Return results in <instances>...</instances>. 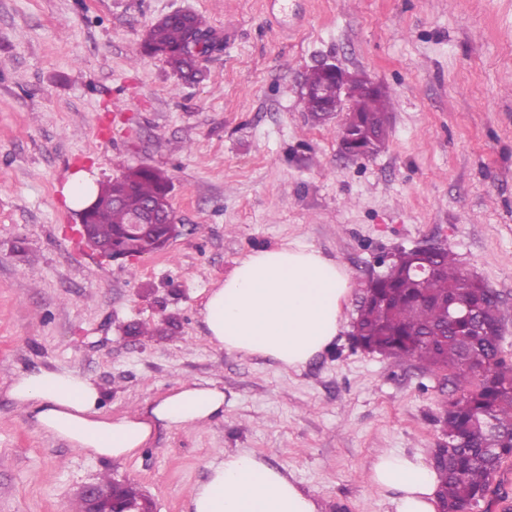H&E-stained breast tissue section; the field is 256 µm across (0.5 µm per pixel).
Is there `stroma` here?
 <instances>
[{
  "label": "stroma",
  "instance_id": "stroma-1",
  "mask_svg": "<svg viewBox=\"0 0 512 512\" xmlns=\"http://www.w3.org/2000/svg\"><path fill=\"white\" fill-rule=\"evenodd\" d=\"M178 10L224 40L197 83L141 49ZM325 61L391 92L378 154L344 159L338 122L309 120L304 78ZM136 165L168 176L183 230L112 261L60 190L81 170L99 185ZM428 242L501 295L512 360V0H0V512H73L104 475L154 512H187L237 448L293 475L321 512H395L368 468L384 451L431 462L447 373L364 352L345 331L285 370L213 345L200 310L237 259L295 244L347 270L350 322L392 254ZM169 315L173 334L124 333ZM44 369L90 377L113 417L184 380L221 387L224 413L95 457L9 398L15 376Z\"/></svg>",
  "mask_w": 512,
  "mask_h": 512
}]
</instances>
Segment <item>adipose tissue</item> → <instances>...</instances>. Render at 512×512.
<instances>
[{
	"instance_id": "1",
	"label": "adipose tissue",
	"mask_w": 512,
	"mask_h": 512,
	"mask_svg": "<svg viewBox=\"0 0 512 512\" xmlns=\"http://www.w3.org/2000/svg\"><path fill=\"white\" fill-rule=\"evenodd\" d=\"M350 277L335 261L306 247L246 254L211 288L201 315L213 344L299 370L329 349L343 329ZM8 395L38 430L105 458H128L161 427L205 424L224 411L212 383L184 381L131 414L105 415L98 386L74 371L43 370L14 378ZM369 481L394 491L396 512H437V472L420 457L383 452ZM191 512H318L315 497L286 471L247 451L225 453L190 494Z\"/></svg>"
}]
</instances>
